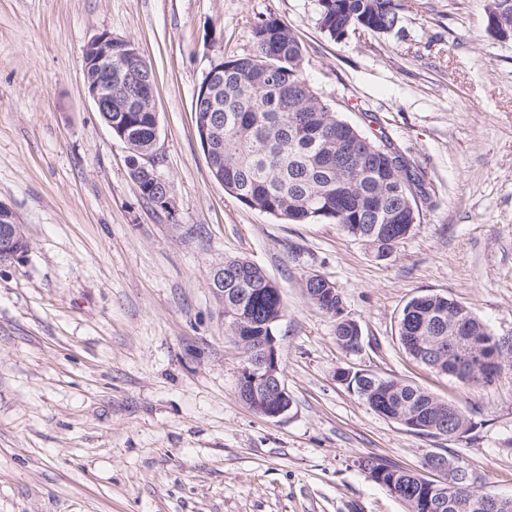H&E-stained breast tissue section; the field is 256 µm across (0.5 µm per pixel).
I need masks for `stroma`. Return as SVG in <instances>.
I'll list each match as a JSON object with an SVG mask.
<instances>
[{
    "instance_id": "35a3bbf8",
    "label": "stroma",
    "mask_w": 512,
    "mask_h": 512,
    "mask_svg": "<svg viewBox=\"0 0 512 512\" xmlns=\"http://www.w3.org/2000/svg\"><path fill=\"white\" fill-rule=\"evenodd\" d=\"M487 0H402L388 34L330 38L318 0H0V202L29 241L0 264V512H408L359 462L433 480L430 454L512 497V365L465 388L415 362L403 306L440 293L512 339V39ZM305 48L303 75L366 134L385 132L426 188L420 222L387 258L337 224H289L212 176L195 92L254 50L268 17ZM132 41L155 75L149 165L172 212L141 195L126 150L85 93L96 35ZM246 259L277 284L285 417L238 396L245 355L209 287ZM317 273L362 330L351 352L306 297ZM365 370L467 411L463 439L380 416L336 379Z\"/></svg>"
}]
</instances>
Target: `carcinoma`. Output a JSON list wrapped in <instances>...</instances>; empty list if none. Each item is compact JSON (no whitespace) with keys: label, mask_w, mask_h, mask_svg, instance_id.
Instances as JSON below:
<instances>
[{"label":"carcinoma","mask_w":512,"mask_h":512,"mask_svg":"<svg viewBox=\"0 0 512 512\" xmlns=\"http://www.w3.org/2000/svg\"><path fill=\"white\" fill-rule=\"evenodd\" d=\"M320 29L331 37L350 30L393 31L401 0H319ZM254 52L219 64L209 94L196 100V125L210 132L215 147L210 170L224 191L249 208L291 224H338L350 236L373 247L380 257L394 251L411 232L426 196L414 167L393 147L385 132L375 138L345 120L317 93L302 72L304 48L282 20L269 17L252 29ZM146 64L129 56L126 43L112 44V68L136 79ZM149 85L137 83L112 95V125L124 127L127 161L134 165L151 148L156 113L149 108ZM143 198L163 193L153 169H134ZM306 295L336 318V340L351 350L360 325L343 316V299L335 284L319 275L307 280ZM444 294L427 293L402 308L398 334L404 350L417 362L448 369V338L456 315L469 324L471 369L455 378L472 387L492 382L499 363L512 358V347L495 336L465 305ZM283 316L277 285L245 259L224 261V322L232 336L275 334ZM339 382L353 390L373 411L425 436H444L448 427L467 433L473 422L458 406L395 378L364 371H340ZM362 468L381 470L375 483L405 502L409 512H512V503L493 504L469 477L465 487L450 489L384 458L369 456Z\"/></svg>","instance_id":"cac0c4a2"}]
</instances>
